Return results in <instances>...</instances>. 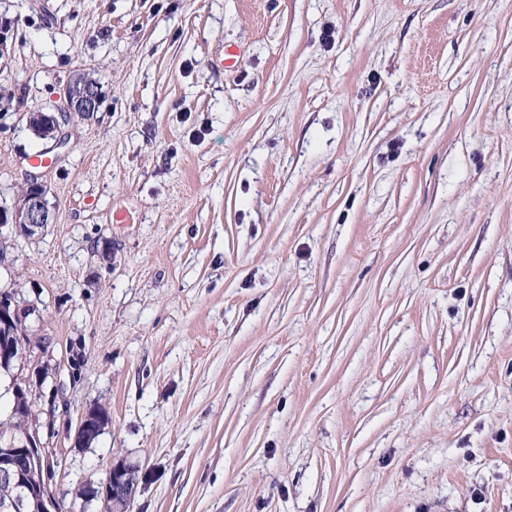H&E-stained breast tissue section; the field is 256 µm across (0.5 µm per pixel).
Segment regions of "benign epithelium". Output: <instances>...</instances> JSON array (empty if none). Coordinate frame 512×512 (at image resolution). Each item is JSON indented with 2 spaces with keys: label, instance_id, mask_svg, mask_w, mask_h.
<instances>
[{
  "label": "benign epithelium",
  "instance_id": "obj_1",
  "mask_svg": "<svg viewBox=\"0 0 512 512\" xmlns=\"http://www.w3.org/2000/svg\"><path fill=\"white\" fill-rule=\"evenodd\" d=\"M102 104V93L92 84L71 85L68 88L66 105L60 111L30 112L27 124L40 125L44 138H54L59 133L60 119L69 112H96ZM53 216L46 203V190L37 179L28 180L25 189L10 208L0 206V227L11 225L23 228L25 235L34 237L42 234ZM27 310L19 308L10 295L0 292V327L22 317ZM101 421L97 416L85 413L78 427V435L89 438L99 432ZM27 458L26 468L21 469L10 464L0 467V512H24L26 499L30 495V478L47 459L37 429L25 436L23 445ZM116 478L112 484V499L122 503L121 512H129L134 502L138 486L135 466L124 460L112 464Z\"/></svg>",
  "mask_w": 512,
  "mask_h": 512
}]
</instances>
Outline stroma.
<instances>
[{
  "mask_svg": "<svg viewBox=\"0 0 512 512\" xmlns=\"http://www.w3.org/2000/svg\"><path fill=\"white\" fill-rule=\"evenodd\" d=\"M33 177L63 512L119 458L132 512H512V0H0V205ZM102 104V93L92 84L70 85L66 105L57 112H30L27 124L40 125L43 138H56L59 133L60 119L68 112H96ZM57 114V115H56Z\"/></svg>",
  "mask_w": 512,
  "mask_h": 512,
  "instance_id": "obj_1",
  "label": "stroma"
}]
</instances>
